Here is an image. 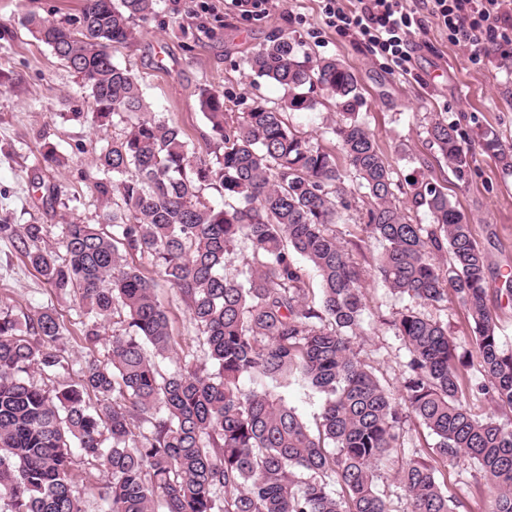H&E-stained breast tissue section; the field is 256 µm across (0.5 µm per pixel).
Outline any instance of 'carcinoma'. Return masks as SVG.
Segmentation results:
<instances>
[{
  "mask_svg": "<svg viewBox=\"0 0 512 512\" xmlns=\"http://www.w3.org/2000/svg\"><path fill=\"white\" fill-rule=\"evenodd\" d=\"M156 4L85 0L74 28L24 20L87 91L90 111L67 118L129 127L96 157L90 189L105 206L102 223L72 220L54 244L42 224H0L53 292L78 302L91 351L77 380L60 383L70 370L67 329L54 310L27 317L22 336L0 309V512H85L74 490L83 468L107 477L100 512H391L377 482L394 458L405 512L465 508L440 481V467L465 460L493 490L488 512H512V421L496 414L512 408V352L487 306L490 269L469 220L435 183L404 191L357 111L352 70L333 57L311 61L284 34L244 59L251 75L284 90L281 102L235 115L223 94L201 89L222 151L197 155L178 128L145 115L137 77L110 53L136 40L133 20ZM314 84L340 115L331 134L343 167L284 117L316 109L306 91ZM426 133L466 180L470 150L458 124L443 115ZM40 154L46 168L62 164L50 142ZM35 185L42 204L57 202L55 185ZM356 199L358 240L382 245L374 279L413 303L386 322L408 352L395 392L352 349L365 334L364 269L333 226ZM408 209L431 222L410 221ZM241 240L251 246L249 271L228 278L224 256ZM299 256L320 278L317 303ZM136 257L175 290L195 326L194 348L171 370L161 366L174 346L166 307ZM450 292L473 323L480 381L471 394L495 406L481 418L461 386L466 356L448 324L423 312ZM109 319L117 328L106 338ZM35 371L54 386L35 384ZM295 374L325 395L315 432L276 393ZM408 421L433 443L406 451Z\"/></svg>",
  "mask_w": 512,
  "mask_h": 512,
  "instance_id": "1",
  "label": "carcinoma"
}]
</instances>
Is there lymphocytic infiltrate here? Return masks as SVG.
Wrapping results in <instances>:
<instances>
[{"label": "lymphocytic infiltrate", "mask_w": 512, "mask_h": 512, "mask_svg": "<svg viewBox=\"0 0 512 512\" xmlns=\"http://www.w3.org/2000/svg\"><path fill=\"white\" fill-rule=\"evenodd\" d=\"M328 24L352 35L399 75L411 71L410 38L425 19L481 62L490 50L512 59V0H321Z\"/></svg>", "instance_id": "1"}]
</instances>
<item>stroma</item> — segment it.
Listing matches in <instances>:
<instances>
[{
  "instance_id": "35a3bbf8",
  "label": "stroma",
  "mask_w": 512,
  "mask_h": 512,
  "mask_svg": "<svg viewBox=\"0 0 512 512\" xmlns=\"http://www.w3.org/2000/svg\"><path fill=\"white\" fill-rule=\"evenodd\" d=\"M84 0H0V219L13 224H41L48 242L61 239L64 226L77 219L100 220L103 206L90 193L99 149L122 132L123 124L98 130L68 120L89 109L85 90L51 48L37 42L23 25L27 14L61 21L78 19ZM139 40L116 47V63L137 76L151 113L178 127L200 155L215 151L210 126L198 97L202 88L223 92L233 112L248 111L255 101L280 102L282 89L253 83L244 66L246 54L274 34L293 37L313 56L343 60L356 76L359 112L376 136L400 183L429 181L441 185L449 200L470 219L484 250L493 290L487 304L497 324L501 347L512 351V301L496 296L500 276L512 274V172L505 171L499 150L512 146V66L497 55L474 64L434 23L411 38L409 75L392 73L372 61L369 48L326 26L319 0H271L266 17L242 18L224 0H158L155 13L140 22ZM452 114L472 152L468 182L457 181L426 133L432 118ZM46 131L65 159L63 167H41L39 131ZM496 139L487 147L486 138ZM55 183L61 202L43 205L32 187L35 177ZM176 349L195 336L186 306L166 284H159ZM366 335L353 341V352L371 365L390 389L405 375L407 352L386 324L404 299L377 282L363 290ZM55 309L69 329L63 355L69 363L89 351L80 339V313L70 298L59 297L18 249L17 240L0 237V308L21 319ZM442 477L448 491L470 512H486L490 497L473 465H447Z\"/></svg>"
}]
</instances>
